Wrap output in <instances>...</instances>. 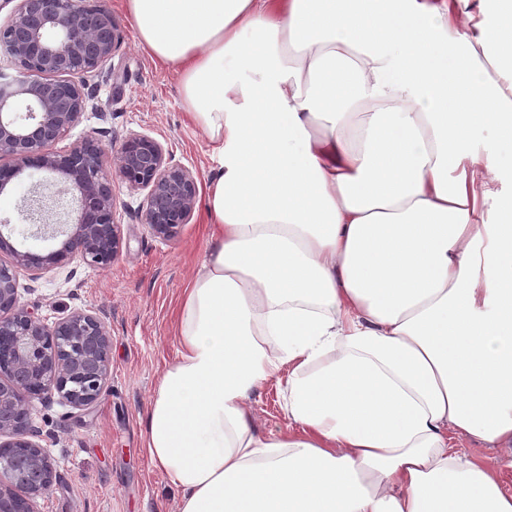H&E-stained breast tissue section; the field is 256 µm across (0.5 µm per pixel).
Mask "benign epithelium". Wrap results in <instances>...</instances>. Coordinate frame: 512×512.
I'll return each mask as SVG.
<instances>
[{
  "mask_svg": "<svg viewBox=\"0 0 512 512\" xmlns=\"http://www.w3.org/2000/svg\"><path fill=\"white\" fill-rule=\"evenodd\" d=\"M118 44L112 14L79 0H18L0 45L12 55L21 79L0 82V192L27 169H46L64 179L61 194L77 193L78 208L61 247L46 255L14 249L0 232V435L3 453L16 455V469L0 463V512H36L34 500L56 480L46 449L33 438L34 400L57 394L74 407L92 405L109 372L111 340L102 318L73 311L53 325L19 304L18 269L43 270L79 255L108 268L122 248L114 222L112 181L146 191L141 217L151 233L173 238L189 223L198 197L192 172L173 161L156 139L130 135L112 156L93 139L64 153L53 146L79 122L90 95L87 78L101 73ZM24 104L25 113L18 112Z\"/></svg>",
  "mask_w": 512,
  "mask_h": 512,
  "instance_id": "obj_1",
  "label": "benign epithelium"
}]
</instances>
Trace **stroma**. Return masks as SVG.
Masks as SVG:
<instances>
[{
  "label": "stroma",
  "mask_w": 512,
  "mask_h": 512,
  "mask_svg": "<svg viewBox=\"0 0 512 512\" xmlns=\"http://www.w3.org/2000/svg\"><path fill=\"white\" fill-rule=\"evenodd\" d=\"M117 26L119 42L100 75L90 78L94 98L81 121L60 140L63 151L84 138L117 151L132 134L150 136L206 189L217 168L206 132L189 117L179 76L141 46L124 0H100ZM57 174L29 169L0 193V233L21 251L46 253L59 239L34 235L29 205L42 196L48 223L75 216L72 195L58 192ZM114 218L123 247L106 269L74 259L45 270H20L18 299L46 323L76 308L97 312L112 341L105 389L87 409L60 397L35 402L34 424L57 474L37 498L38 512H178L165 477L151 462L145 415L161 370L177 357L178 303L200 263L206 243L205 212L196 205L189 224L170 240L155 237L141 220L145 191L113 185ZM258 429H285L281 389L267 382L255 405Z\"/></svg>",
  "instance_id": "1"
}]
</instances>
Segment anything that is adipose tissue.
<instances>
[{
  "label": "adipose tissue",
  "mask_w": 512,
  "mask_h": 512,
  "mask_svg": "<svg viewBox=\"0 0 512 512\" xmlns=\"http://www.w3.org/2000/svg\"><path fill=\"white\" fill-rule=\"evenodd\" d=\"M485 3L126 0L219 163L146 414L179 512H512V0ZM254 404L256 426L264 432L284 430L288 421L282 411L281 389L277 382H267Z\"/></svg>",
  "instance_id": "1"
}]
</instances>
